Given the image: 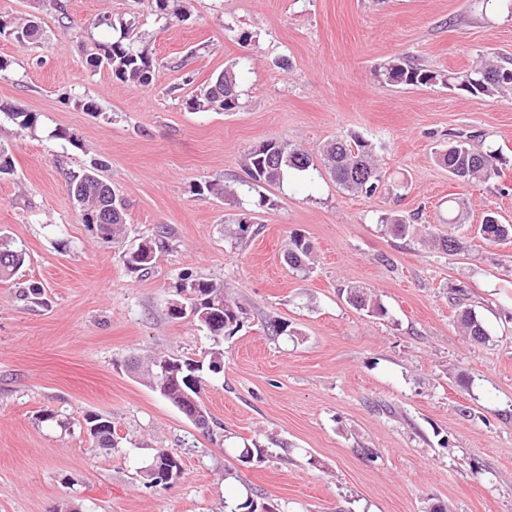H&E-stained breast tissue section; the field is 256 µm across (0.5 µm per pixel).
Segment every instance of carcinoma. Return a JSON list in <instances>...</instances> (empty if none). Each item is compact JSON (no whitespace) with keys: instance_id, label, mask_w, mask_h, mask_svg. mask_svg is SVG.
<instances>
[{"instance_id":"1","label":"carcinoma","mask_w":512,"mask_h":512,"mask_svg":"<svg viewBox=\"0 0 512 512\" xmlns=\"http://www.w3.org/2000/svg\"><path fill=\"white\" fill-rule=\"evenodd\" d=\"M95 26L112 29V41L99 46L100 53L91 59V65L102 64L112 71L116 79L130 83L135 87H145L152 80L156 61L147 49L144 37L134 32L133 25L127 22L118 24L109 16H101ZM40 25L31 21L24 25L9 26L0 23V37L4 36L18 45L41 38ZM506 70L490 65H479L471 70L450 76L411 64L403 58L392 59L379 74L382 81L395 85H462V90L472 95L493 96L505 85H512V78H505ZM186 105L196 112H231L241 108V95L238 90L237 76L229 68L220 73L212 83L199 93L189 97ZM8 119L20 130H34L40 122L36 112L22 108L6 110ZM324 167L340 187L348 192L373 195L379 187L381 177L378 171L375 146L371 142L355 137L348 141L335 139L328 142L321 154ZM439 164L448 168V172L462 183L485 182L500 175V158L492 152L472 149L463 141L448 144V149L439 155ZM101 162L93 163L82 173L73 176L68 183V192L79 211L81 223L91 224L90 216L100 209L108 207L112 211V220L96 225L98 237L106 243L120 245L123 227L126 224L125 201L99 175ZM313 161L311 156L286 142L268 140L248 150L243 157V167L250 183L257 187L280 185L292 171L305 172ZM495 213L487 212L479 225V234L486 241L497 242L512 237V224H503L492 220ZM157 242L151 238L141 240L133 249L122 250L121 258L125 268L138 276L153 272L157 259ZM311 245L306 237L292 232L284 259L289 268L304 272L309 266ZM27 262V253L16 246L12 237L0 231V281H10L19 274ZM180 280L195 283V301L207 310L222 316L221 333L213 338L215 347L210 352L208 363L195 360H182L167 355H157L147 364H134L133 369L145 381L153 380L157 367L164 363L172 366L171 376L166 380L164 396L172 406L183 415L202 402L203 391L192 387L187 379L205 378V372L220 373L224 365V351L221 341L226 332L237 330L238 321L245 318L246 309L232 299L224 290V284L211 279L198 278L190 272L181 274ZM347 302L357 310L370 316L386 314L384 306L372 295L358 286L346 290ZM458 322L474 344L489 341L483 321L469 307H463L458 314ZM90 435L99 448L112 449V421L96 417L90 421ZM225 512H258V504L249 494H242L232 501L224 502Z\"/></svg>"}]
</instances>
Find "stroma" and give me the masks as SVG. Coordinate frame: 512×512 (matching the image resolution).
Segmentation results:
<instances>
[{"mask_svg":"<svg viewBox=\"0 0 512 512\" xmlns=\"http://www.w3.org/2000/svg\"><path fill=\"white\" fill-rule=\"evenodd\" d=\"M159 30L153 0H0V21L33 19L41 39L0 37V229L30 257L0 282V512H224L251 490L265 512H512V239L476 228L487 211L512 224V90L474 96L390 86L396 57L461 72L512 69V0H174ZM103 15L148 33L152 82L133 87L93 67L112 32ZM243 106L195 112L187 99L230 66ZM95 111H85V102ZM40 113L18 131L5 108ZM61 128L72 141L52 138ZM376 146L370 197L324 168L243 186L241 160L267 140L319 157L333 137ZM499 154V177L464 185L435 159L448 140ZM103 161L127 203L125 244L171 233L153 273L130 274L118 249L82 224L67 185ZM218 181L235 199L199 196ZM463 198L466 221H448ZM395 213L460 242L453 253L381 224ZM248 231H240V224ZM312 245L307 274L283 260L290 232ZM224 283L247 310L209 376L210 431L196 428L129 368L156 354L206 360L214 342L172 319L183 272ZM43 286L45 304L25 299ZM365 288L382 317L353 308ZM483 320L485 345L457 323V288ZM288 324L274 336L270 321ZM112 423L95 448L88 417ZM262 449L243 464L233 450ZM179 458L170 484L146 485L157 451ZM346 299L352 307L365 311L369 316H384L387 313L376 298L358 286H351L346 290Z\"/></svg>","mask_w":512,"mask_h":512,"instance_id":"obj_1","label":"stroma"}]
</instances>
